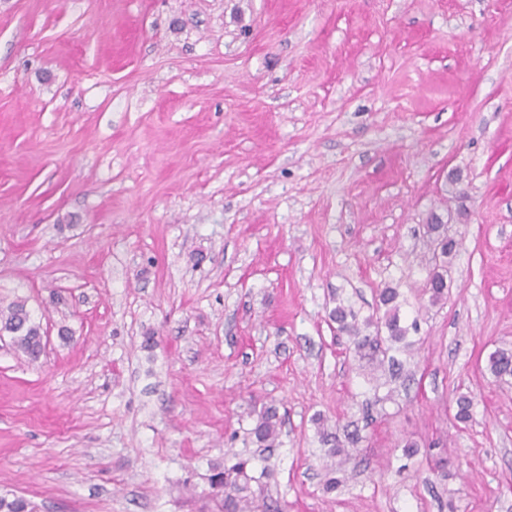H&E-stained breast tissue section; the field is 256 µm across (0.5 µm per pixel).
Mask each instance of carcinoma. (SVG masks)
I'll list each match as a JSON object with an SVG mask.
<instances>
[{
	"label": "carcinoma",
	"instance_id": "cac0c4a2",
	"mask_svg": "<svg viewBox=\"0 0 512 512\" xmlns=\"http://www.w3.org/2000/svg\"><path fill=\"white\" fill-rule=\"evenodd\" d=\"M427 234L435 242L439 256L446 259L454 254L458 242L448 239L445 225L434 220L426 225ZM426 293L433 303L444 299L448 294V282L445 274L435 270L428 276ZM400 293L394 287H386L378 294L377 309L383 311L379 317H368L358 321L357 315L351 307L338 302L329 313L330 319L336 323V331L349 336L356 357L363 361L371 371L384 368L390 370L397 365L395 357L390 352L399 349L407 350L406 343L408 329L401 325L400 320ZM0 330L18 331L11 336L14 345L30 358H37L42 350L43 332L40 324L36 323L27 310L22 299L11 301L0 307ZM488 366L490 372L497 379L512 376V350L497 349L489 355ZM473 399L461 394L456 399L454 418L459 423H466L472 418ZM319 424L321 442L328 446V455L336 456L346 452V449L355 447L360 442L359 432L354 430L339 438L336 433L324 426V420L317 419ZM282 421L274 407H266L257 415L250 435L253 441L261 447L270 448L275 445L281 433ZM251 477L246 472V462L239 460L226 468L217 464L212 467L209 476L210 485L216 490L220 499L215 501L218 512H249L251 500L246 492Z\"/></svg>",
	"mask_w": 512,
	"mask_h": 512
}]
</instances>
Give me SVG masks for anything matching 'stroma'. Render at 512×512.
Here are the masks:
<instances>
[{"mask_svg":"<svg viewBox=\"0 0 512 512\" xmlns=\"http://www.w3.org/2000/svg\"><path fill=\"white\" fill-rule=\"evenodd\" d=\"M434 215L459 242L435 304ZM387 286L418 325L394 381L328 318ZM18 298L44 349L0 337V497L207 512L244 459L254 512H512L487 369L512 348V0H0ZM318 414L362 435L331 495ZM282 421L275 407H266L257 415L250 435L260 447L270 448L275 445L281 433Z\"/></svg>","mask_w":512,"mask_h":512,"instance_id":"35a3bbf8","label":"stroma"}]
</instances>
